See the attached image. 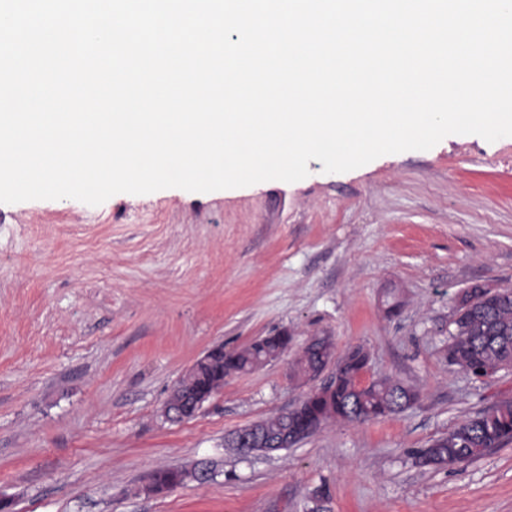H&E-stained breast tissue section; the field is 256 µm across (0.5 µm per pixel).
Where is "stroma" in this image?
Segmentation results:
<instances>
[{"label":"stroma","instance_id":"1","mask_svg":"<svg viewBox=\"0 0 512 512\" xmlns=\"http://www.w3.org/2000/svg\"><path fill=\"white\" fill-rule=\"evenodd\" d=\"M297 182L0 203V497L14 512H512V444L453 467L418 450L503 398L448 363L456 295L512 289V137L450 135L427 151ZM399 313H389L393 302ZM289 331L287 352L225 376L195 418L162 416L216 346ZM363 345L366 380L417 404L330 422L243 454L234 431L296 407L308 339ZM207 471L165 493L161 469Z\"/></svg>","mask_w":512,"mask_h":512}]
</instances>
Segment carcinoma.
<instances>
[{"label":"carcinoma","mask_w":512,"mask_h":512,"mask_svg":"<svg viewBox=\"0 0 512 512\" xmlns=\"http://www.w3.org/2000/svg\"><path fill=\"white\" fill-rule=\"evenodd\" d=\"M450 348L454 354L452 365L477 375L486 368H503L512 364V294L496 297L490 303L463 318L451 322ZM320 350L303 349L295 362L294 374L308 378L316 362L336 360L334 383L313 394L303 402V411L316 424L329 420L353 419L362 422L396 414L390 409L394 398L401 394L406 399L420 398L419 391L389 379L362 381L369 364V354L361 345L349 347L334 358V344L327 339L319 343ZM287 344L253 342L249 346L224 353V370L203 373L195 385L210 389L223 374L244 373L262 366L270 354L282 355ZM512 443V400L503 399L476 416L463 421L448 436L433 441L418 451L427 467H441L475 460L491 448ZM153 481L160 486H175L183 481V473L168 468L156 472Z\"/></svg>","instance_id":"carcinoma-1"}]
</instances>
